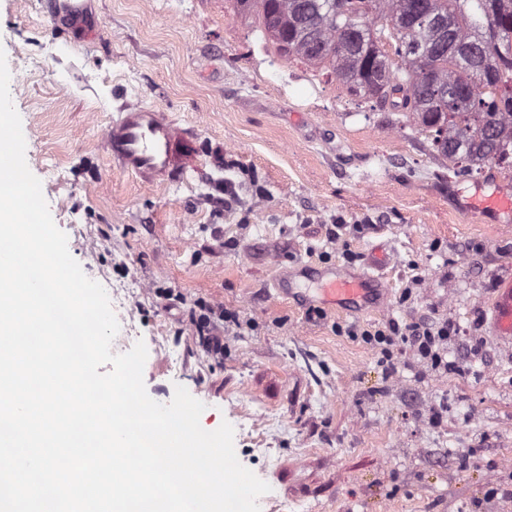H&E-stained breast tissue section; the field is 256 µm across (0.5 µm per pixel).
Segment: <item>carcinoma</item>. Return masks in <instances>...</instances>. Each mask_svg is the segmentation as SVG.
I'll use <instances>...</instances> for the list:
<instances>
[{"label":"carcinoma","mask_w":512,"mask_h":512,"mask_svg":"<svg viewBox=\"0 0 512 512\" xmlns=\"http://www.w3.org/2000/svg\"><path fill=\"white\" fill-rule=\"evenodd\" d=\"M234 9L282 57L413 117L459 172L492 163L512 182V0H427L430 15L452 21L440 49L409 0H234ZM480 58L493 66L485 80Z\"/></svg>","instance_id":"obj_1"}]
</instances>
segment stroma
Instances as JSON below:
<instances>
[{"label": "stroma", "instance_id": "obj_1", "mask_svg": "<svg viewBox=\"0 0 512 512\" xmlns=\"http://www.w3.org/2000/svg\"><path fill=\"white\" fill-rule=\"evenodd\" d=\"M88 11L78 37L0 0V49L27 165L85 275L122 289L111 306L148 349V395L180 385L204 430L229 422L281 512H512V341L486 320L512 281V222L460 208L504 172L455 176L411 118L285 60L229 0ZM125 102L174 122L183 175L148 184L112 162ZM333 265L383 282L384 302L324 300L301 271ZM198 301L224 308L222 353L190 325ZM422 318L456 327L454 370L409 351L387 368L346 333Z\"/></svg>", "mask_w": 512, "mask_h": 512}]
</instances>
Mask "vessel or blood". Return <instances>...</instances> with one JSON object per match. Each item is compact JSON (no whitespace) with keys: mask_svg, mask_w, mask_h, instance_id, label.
<instances>
[{"mask_svg":"<svg viewBox=\"0 0 512 512\" xmlns=\"http://www.w3.org/2000/svg\"><path fill=\"white\" fill-rule=\"evenodd\" d=\"M86 0H45V6L58 20L70 29L82 28L88 15ZM181 137L171 120L153 107L131 104L119 109L106 131V146L113 160L139 177L170 179L184 167L179 151ZM477 210L483 217L497 222L512 216V191L501 185H492L488 194L482 195ZM325 294L341 296L352 303L371 299L383 302L384 289L372 280L352 276L341 269L327 268L320 277ZM489 324L495 335H512V285L499 289L489 306Z\"/></svg>","mask_w":512,"mask_h":512,"instance_id":"b4317fda","label":"vessel or blood"}]
</instances>
